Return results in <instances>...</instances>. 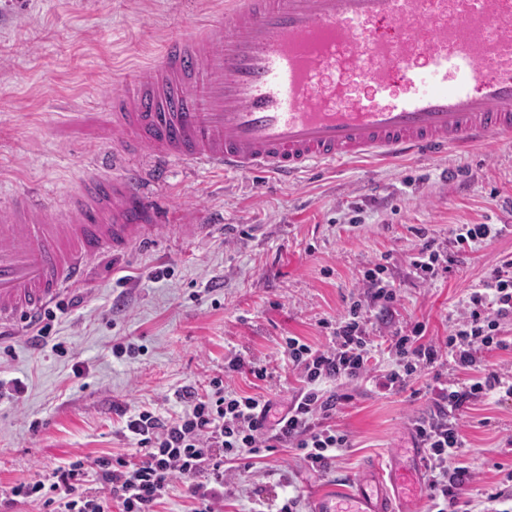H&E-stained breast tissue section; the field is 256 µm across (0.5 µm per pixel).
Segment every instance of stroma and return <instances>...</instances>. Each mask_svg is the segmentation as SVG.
Instances as JSON below:
<instances>
[{
    "mask_svg": "<svg viewBox=\"0 0 512 512\" xmlns=\"http://www.w3.org/2000/svg\"><path fill=\"white\" fill-rule=\"evenodd\" d=\"M213 14L210 0H0V199L37 189L63 204L112 145L101 118L108 94ZM153 203L168 215L154 241L104 254L63 293L51 331L63 352L36 346L25 324L0 333V380L25 384L20 398L0 397V488L78 457L130 456L125 412H181L176 391L205 390L236 356L270 377L224 374L227 390L287 406L303 382L286 337L328 344L377 263L397 299L386 314L367 310L369 336L420 322L427 338L446 340L469 294L512 260V143L433 160L361 159L290 183L175 167ZM182 224L200 230L185 239ZM457 224L503 232L460 255ZM428 240L454 258L431 282L411 265ZM119 343L135 353L113 356ZM434 384L429 375L393 392L365 379L340 384L334 422L350 446L331 470L308 471L298 449H272L226 477L224 512H251L260 496H295L312 512L337 480L415 444L411 424L432 411ZM462 425L467 446L448 464L476 470L470 497L483 512L512 472V398L474 402Z\"/></svg>",
    "mask_w": 512,
    "mask_h": 512,
    "instance_id": "35a3bbf8",
    "label": "stroma"
}]
</instances>
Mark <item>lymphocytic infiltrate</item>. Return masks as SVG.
Masks as SVG:
<instances>
[{
  "label": "lymphocytic infiltrate",
  "instance_id": "lymphocytic-infiltrate-1",
  "mask_svg": "<svg viewBox=\"0 0 512 512\" xmlns=\"http://www.w3.org/2000/svg\"><path fill=\"white\" fill-rule=\"evenodd\" d=\"M506 319L512 320V272L501 268L471 293L466 317L443 346L428 340L421 324L377 343L366 334L361 302H354L326 348L287 338L288 361L305 383L287 409L263 396L226 391L219 374L206 393L181 390L180 413L142 408L131 414L126 429L136 445L132 457L99 458L91 465L80 457L0 495L40 503L47 512H159L173 482L186 478L187 512H224V477L245 456L289 446L301 450L308 469L330 471L348 438L331 422L338 398L326 392V383L369 377L382 391L401 389L434 370L448 352L469 376L439 383L434 412L414 421L413 431L427 450L432 512H471L474 473L465 464L448 467L447 461L466 445L459 421L472 402L512 397V377L476 368L483 352L505 347L499 323ZM383 354L392 359L385 369L376 365Z\"/></svg>",
  "mask_w": 512,
  "mask_h": 512
}]
</instances>
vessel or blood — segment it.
Listing matches in <instances>:
<instances>
[{"label": "vessel or blood", "instance_id": "obj_1", "mask_svg": "<svg viewBox=\"0 0 512 512\" xmlns=\"http://www.w3.org/2000/svg\"><path fill=\"white\" fill-rule=\"evenodd\" d=\"M118 147L63 212L0 203V326L33 319L90 263L150 239L170 165L289 180L357 159L437 158L512 138V0H224L109 98ZM374 464L313 512H405L426 453Z\"/></svg>", "mask_w": 512, "mask_h": 512}]
</instances>
